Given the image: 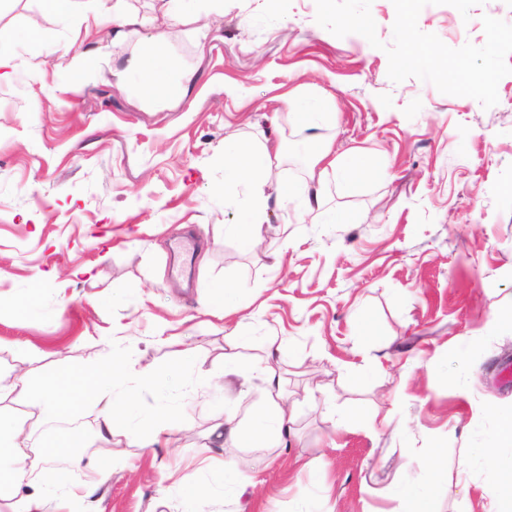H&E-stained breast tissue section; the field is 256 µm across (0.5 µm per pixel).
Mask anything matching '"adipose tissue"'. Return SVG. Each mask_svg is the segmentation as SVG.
I'll return each mask as SVG.
<instances>
[{"label":"adipose tissue","mask_w":512,"mask_h":512,"mask_svg":"<svg viewBox=\"0 0 512 512\" xmlns=\"http://www.w3.org/2000/svg\"><path fill=\"white\" fill-rule=\"evenodd\" d=\"M44 11L62 23L78 22L85 37L96 35L104 22L112 24V39L123 42L129 33L143 24V17L133 10H108L106 0H40ZM109 81L126 85L137 82L143 93L158 106L182 96V83L163 77L162 68L147 63L142 57L133 55L108 72ZM290 108L289 120L293 125L306 129L308 135L304 147L309 150L306 192L302 198L305 208L318 211L324 223H338L335 209L326 207L322 193V177L315 168L328 162L338 175L348 179H360L369 173L368 167L357 156L334 158L330 147L322 140L319 131L327 115L316 99H302L290 93L284 99ZM270 149H253L241 139L228 137L224 140V188L243 189L244 203L237 223L224 227L225 234L236 238L244 247L255 249L262 246L269 228L267 209L270 202L288 204L293 194L288 186L273 183L269 173ZM266 375V406L252 419L249 432L240 433L232 409H225L223 425L230 436L240 437L247 445L268 441H282L290 431L292 404L275 385V372L270 365H263ZM106 377L95 396L99 413L98 437L106 444L125 440L128 444L144 449H155L165 435L178 427L179 409L170 403L157 410L147 412L141 407L138 392H126L122 400H115L113 386L123 375L117 364L108 365ZM8 400L27 406L48 409L53 416L71 414L75 406L71 400L67 381L61 376L35 382L29 377L0 372V402ZM43 427L41 418L31 415L15 417L0 412V503L7 512H73L75 505L92 501L96 488L79 482L60 483L47 477L39 485H32L30 472L33 460L47 456L50 446L29 447V438Z\"/></svg>","instance_id":"1"}]
</instances>
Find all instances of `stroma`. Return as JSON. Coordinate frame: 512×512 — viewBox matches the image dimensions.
<instances>
[{
  "instance_id": "obj_1",
  "label": "stroma",
  "mask_w": 512,
  "mask_h": 512,
  "mask_svg": "<svg viewBox=\"0 0 512 512\" xmlns=\"http://www.w3.org/2000/svg\"><path fill=\"white\" fill-rule=\"evenodd\" d=\"M149 22L128 44L100 33L98 68L159 46L192 73L186 95L156 108L139 90L76 66L85 46L39 0H0V42L19 29L15 68L0 83V369L76 374L82 422L73 446L99 450L93 404L100 366L162 374L188 351L181 426L148 454L116 446L118 471L39 463L32 480L98 486L101 512H179L183 486L209 480L203 456L233 462L239 487L198 512H397L396 485H420L438 451L444 473L430 512H512V74L498 102L393 83L383 50L315 21V0H205L208 29L159 28L158 0H127ZM512 24V0L469 16L438 5L418 27L452 48L483 45V16ZM326 101L334 155H365L371 178L324 182L341 224L271 206L268 242L243 250L225 235L242 191H224V138L271 140L272 179L300 185L303 133L281 98ZM241 293L232 313L209 308L214 284ZM34 303L26 312L19 300ZM282 341L271 365L298 403L286 444L239 447L219 436L225 405L241 430L267 386L251 371L254 337ZM241 376H225V354ZM348 417L337 428L339 417ZM494 445V464L468 451Z\"/></svg>"
}]
</instances>
